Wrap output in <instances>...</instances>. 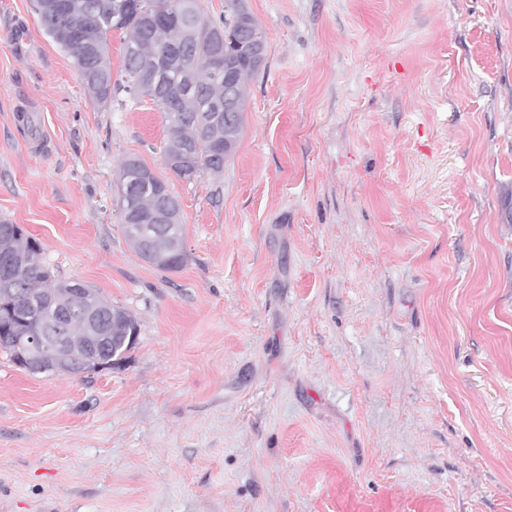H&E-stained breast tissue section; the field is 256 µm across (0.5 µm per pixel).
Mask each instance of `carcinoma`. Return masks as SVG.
I'll return each instance as SVG.
<instances>
[{
    "mask_svg": "<svg viewBox=\"0 0 512 512\" xmlns=\"http://www.w3.org/2000/svg\"><path fill=\"white\" fill-rule=\"evenodd\" d=\"M119 0H78L79 8L67 13L57 10L39 15L46 34L68 55L80 79L96 84L89 94L94 104L106 105L117 91L131 99L149 98L164 114L167 141L163 158L179 155L178 163L167 165L177 178L193 181L203 171L224 170V141L238 145L243 131L247 82L259 70L252 63L238 19H256L245 0H224V15L215 20L202 9L199 0H138L122 8ZM85 27L93 33L89 48L75 36H66ZM123 34V47L137 50L135 57L122 54V81H112L109 36ZM224 48V68H232L236 91L231 102L236 112L233 127L199 126L196 113L203 104L224 107V80L215 78L206 57L215 44ZM193 67V79L202 97L187 96L177 104L176 118H169L167 99L176 95L173 83L182 70ZM169 73L170 84H140L137 73L143 67ZM155 187L141 192L131 209L118 204L121 232L134 254L130 224H148L155 229L161 254L152 265L166 271L180 269L187 259L185 246L173 247V240L184 241L183 224H161L157 219L168 180H154ZM41 245L20 225L0 222V350L23 368L26 339L59 329L68 351L75 358V374L82 364L119 365L139 337L136 318L124 307L112 304L97 290L83 283L66 280L40 258Z\"/></svg>",
    "mask_w": 512,
    "mask_h": 512,
    "instance_id": "1",
    "label": "carcinoma"
}]
</instances>
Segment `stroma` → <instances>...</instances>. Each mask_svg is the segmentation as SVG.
I'll use <instances>...</instances> for the list:
<instances>
[{
  "instance_id": "stroma-1",
  "label": "stroma",
  "mask_w": 512,
  "mask_h": 512,
  "mask_svg": "<svg viewBox=\"0 0 512 512\" xmlns=\"http://www.w3.org/2000/svg\"><path fill=\"white\" fill-rule=\"evenodd\" d=\"M266 60L222 173L90 102L0 0V220L133 314L85 377L0 352V512H512V0H247ZM181 202L141 261L121 162ZM163 179V178H162ZM155 187L148 191L141 192L135 199L130 210L125 207L127 203H121V196L118 188V210L120 217L121 232L135 255L140 258L139 249L131 242L128 234V224H148L155 231L156 247L163 252L156 256L151 265L166 271L180 269L187 259L184 243L183 224H160L157 213L160 209L164 196L174 197V193L168 192L169 185L166 179L163 182L152 178ZM125 206V207H124ZM174 235V236H173ZM181 241V246L173 248V240Z\"/></svg>"
}]
</instances>
